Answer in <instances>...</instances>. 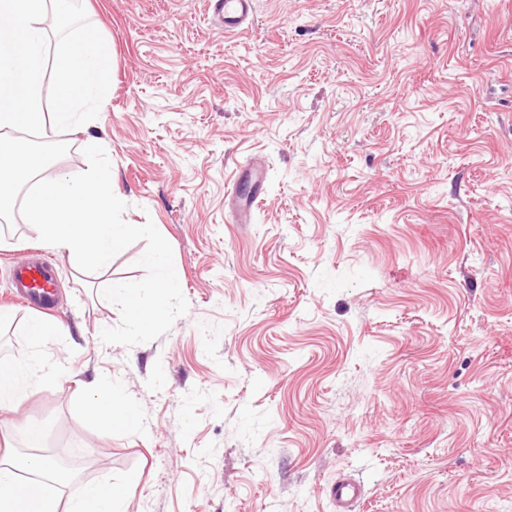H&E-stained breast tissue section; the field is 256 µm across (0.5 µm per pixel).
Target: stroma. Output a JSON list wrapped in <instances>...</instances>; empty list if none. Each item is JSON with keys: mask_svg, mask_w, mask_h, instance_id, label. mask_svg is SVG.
Masks as SVG:
<instances>
[{"mask_svg": "<svg viewBox=\"0 0 512 512\" xmlns=\"http://www.w3.org/2000/svg\"><path fill=\"white\" fill-rule=\"evenodd\" d=\"M111 48L87 128L131 224L173 249L188 311L158 339L107 345L100 291L142 279L145 242L95 273L0 219V361L37 356L35 395L0 445L82 463L62 498L125 481V512H512V0H256L243 34L207 0H82ZM266 166L253 221L237 171ZM57 272L54 320L8 303L23 256ZM118 380L136 411L103 433L83 391ZM63 332L64 327L61 323L39 316H30L22 327V336H25L33 347H37L51 336H59ZM361 488L355 482L348 479L336 481L330 490V495L336 503V512H349V504L360 496Z\"/></svg>", "mask_w": 512, "mask_h": 512, "instance_id": "stroma-1", "label": "stroma"}]
</instances>
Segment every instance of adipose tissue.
I'll return each mask as SVG.
<instances>
[{"label":"adipose tissue","mask_w":512,"mask_h":512,"mask_svg":"<svg viewBox=\"0 0 512 512\" xmlns=\"http://www.w3.org/2000/svg\"><path fill=\"white\" fill-rule=\"evenodd\" d=\"M36 364L33 356L0 363V411L17 409L36 392ZM88 410L106 433L116 423L137 419L120 386L109 380L97 384ZM22 432L31 455L19 456L9 448L0 452V512H124L121 488L109 481L86 484L80 494L61 501L58 492L49 488L56 480L54 469L36 453L45 442L43 425L30 421Z\"/></svg>","instance_id":"1"}]
</instances>
